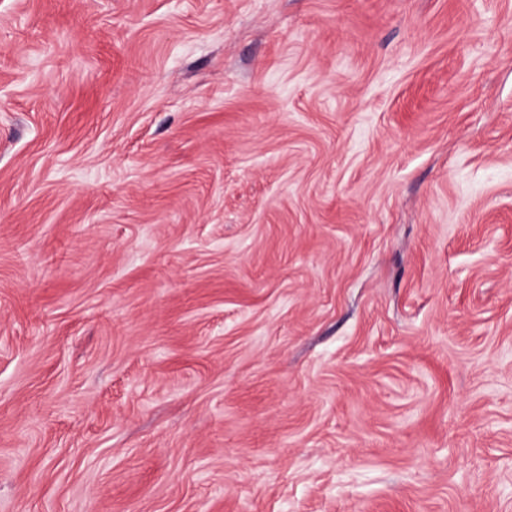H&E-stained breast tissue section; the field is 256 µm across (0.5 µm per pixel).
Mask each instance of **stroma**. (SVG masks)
I'll use <instances>...</instances> for the list:
<instances>
[{
  "label": "stroma",
  "mask_w": 512,
  "mask_h": 512,
  "mask_svg": "<svg viewBox=\"0 0 512 512\" xmlns=\"http://www.w3.org/2000/svg\"><path fill=\"white\" fill-rule=\"evenodd\" d=\"M0 512H512V0H0Z\"/></svg>",
  "instance_id": "obj_1"
}]
</instances>
